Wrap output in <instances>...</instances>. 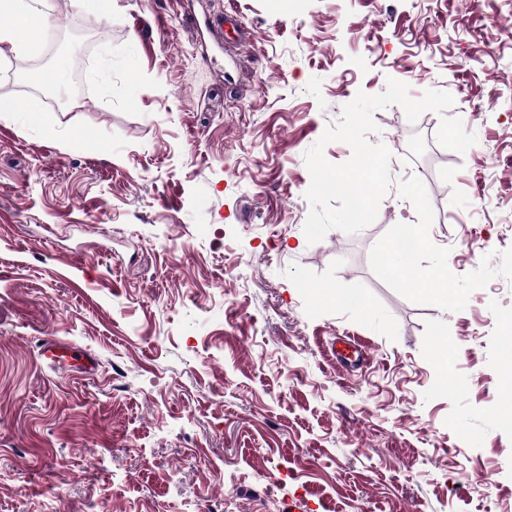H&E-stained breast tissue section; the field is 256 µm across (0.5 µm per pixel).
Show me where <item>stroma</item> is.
<instances>
[{"label":"stroma","instance_id":"stroma-1","mask_svg":"<svg viewBox=\"0 0 512 512\" xmlns=\"http://www.w3.org/2000/svg\"><path fill=\"white\" fill-rule=\"evenodd\" d=\"M40 9L35 52L0 55V512H512V0ZM207 11L239 37L201 41ZM391 78L476 144L376 111L375 222L308 243L306 151ZM400 224L458 303L385 269ZM40 356L53 367L72 366L70 361L79 359L81 367L91 372L95 369V360L91 355L83 354L67 343L49 339L45 340L40 347Z\"/></svg>","mask_w":512,"mask_h":512}]
</instances>
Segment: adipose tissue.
I'll return each instance as SVG.
<instances>
[{"label": "adipose tissue", "mask_w": 512, "mask_h": 512, "mask_svg": "<svg viewBox=\"0 0 512 512\" xmlns=\"http://www.w3.org/2000/svg\"><path fill=\"white\" fill-rule=\"evenodd\" d=\"M8 12L9 24L0 25V46L23 54L34 48L32 25L39 11L33 4L18 5L17 0H0V13ZM431 246L425 225L401 224L389 238L383 253L389 272L403 278L412 290L432 295L445 302L456 300L454 289L448 288L447 279L437 272H422L417 267L419 256Z\"/></svg>", "instance_id": "adipose-tissue-1"}]
</instances>
